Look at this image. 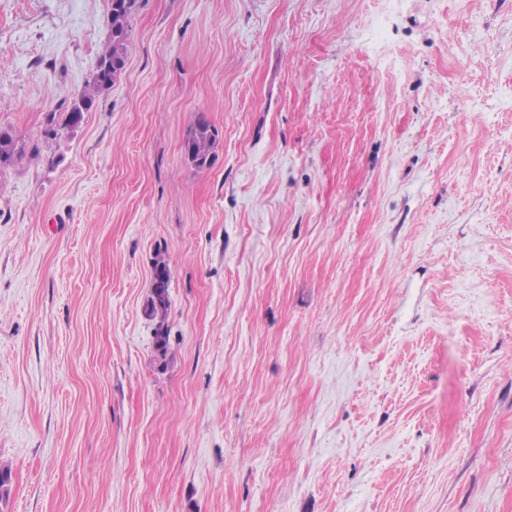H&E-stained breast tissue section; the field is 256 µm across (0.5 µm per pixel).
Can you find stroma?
Instances as JSON below:
<instances>
[{"mask_svg":"<svg viewBox=\"0 0 512 512\" xmlns=\"http://www.w3.org/2000/svg\"><path fill=\"white\" fill-rule=\"evenodd\" d=\"M108 4L0 0V512H512V0H137L52 138ZM137 0H109L107 26L109 37L101 56L98 59L96 71L92 80L73 98V103L60 125L56 113L46 115V132L52 136L61 130H72L76 123H81L85 112H91L96 106L99 96L112 88L118 76L125 69L130 42V20L134 13ZM219 132L206 115L200 114L183 144L184 155L197 169H209L217 161ZM152 263L153 274L145 313L156 322L155 349L161 358H164L168 352L169 345L166 316L170 307L169 285L171 275L169 265L161 249L156 251Z\"/></svg>","mask_w":512,"mask_h":512,"instance_id":"1","label":"stroma"}]
</instances>
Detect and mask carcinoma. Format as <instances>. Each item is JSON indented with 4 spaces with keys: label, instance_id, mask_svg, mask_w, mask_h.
Returning a JSON list of instances; mask_svg holds the SVG:
<instances>
[{
    "label": "carcinoma",
    "instance_id": "carcinoma-1",
    "mask_svg": "<svg viewBox=\"0 0 512 512\" xmlns=\"http://www.w3.org/2000/svg\"><path fill=\"white\" fill-rule=\"evenodd\" d=\"M136 0H109L107 26L109 37L92 80L73 98L63 121H58L56 113L46 115L47 133L56 136L58 130H70L83 120L84 112L96 106L99 96L112 88L118 76L125 69L130 42V20ZM219 132L206 115L200 114L183 144L184 155L197 169H209L217 161L216 148ZM0 154L15 162L21 156L10 131L0 128ZM171 275L169 265L162 250H157L153 258V274L145 313L156 322L155 349L160 356L168 352L169 336L166 316L170 307L169 285Z\"/></svg>",
    "mask_w": 512,
    "mask_h": 512
}]
</instances>
